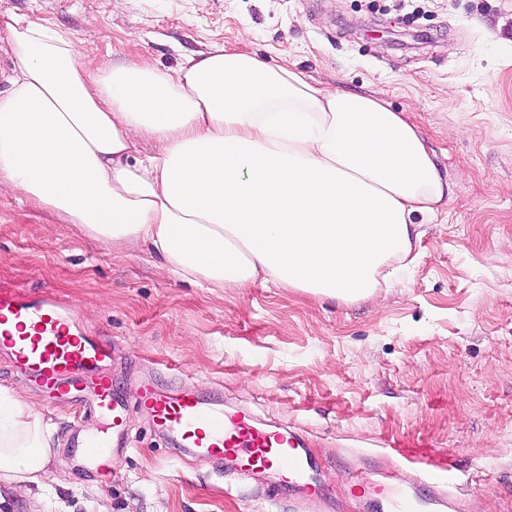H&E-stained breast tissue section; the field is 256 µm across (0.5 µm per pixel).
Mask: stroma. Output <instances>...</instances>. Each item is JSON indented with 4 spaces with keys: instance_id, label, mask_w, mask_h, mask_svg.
Segmentation results:
<instances>
[{
    "instance_id": "stroma-1",
    "label": "stroma",
    "mask_w": 512,
    "mask_h": 512,
    "mask_svg": "<svg viewBox=\"0 0 512 512\" xmlns=\"http://www.w3.org/2000/svg\"><path fill=\"white\" fill-rule=\"evenodd\" d=\"M0 0L70 31L94 60L175 71L222 47L288 59L329 89L378 97L422 133L452 193L417 218L415 261L377 300L343 302L258 284L211 291L163 276L147 249L121 254L76 224L0 190V287L50 290L112 339V382L133 453L102 481L70 441L102 427L48 397L0 353V385L53 427L42 499L0 481L12 512H306L225 496L215 462L176 455L138 404L144 380L220 391L225 408L310 438L331 492L323 512H372L352 487L378 442L429 443L468 512H512V0Z\"/></svg>"
}]
</instances>
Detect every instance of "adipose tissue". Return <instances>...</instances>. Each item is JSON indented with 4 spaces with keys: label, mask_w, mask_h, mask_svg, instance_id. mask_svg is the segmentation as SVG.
Masks as SVG:
<instances>
[{
    "label": "adipose tissue",
    "mask_w": 512,
    "mask_h": 512,
    "mask_svg": "<svg viewBox=\"0 0 512 512\" xmlns=\"http://www.w3.org/2000/svg\"><path fill=\"white\" fill-rule=\"evenodd\" d=\"M0 189L205 288L369 299L407 269L416 215L451 192L405 113L288 62L221 48L176 73L94 67L59 27L7 17ZM152 143V152L142 150ZM38 404L0 386V480H51Z\"/></svg>",
    "instance_id": "ef3b65f1"
}]
</instances>
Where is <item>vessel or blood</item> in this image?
<instances>
[{"label": "vessel or blood", "instance_id": "1", "mask_svg": "<svg viewBox=\"0 0 512 512\" xmlns=\"http://www.w3.org/2000/svg\"><path fill=\"white\" fill-rule=\"evenodd\" d=\"M0 348L14 368L52 397L77 393L83 408L97 412L105 427L79 443L87 461L103 476L127 458L132 444L123 428L127 402L112 386V343L106 334L86 331L77 309L46 291H0ZM139 404L155 430L178 438L202 457L223 462L225 494H239L259 476L279 473L264 496L277 500L284 490H301L312 504L328 491L319 482L320 463L306 435L292 426L267 428L247 410L214 407L194 389L169 390L145 383ZM418 473L415 486L399 489L389 480L363 486L377 512H466L455 474L423 446L396 445Z\"/></svg>", "mask_w": 512, "mask_h": 512}]
</instances>
